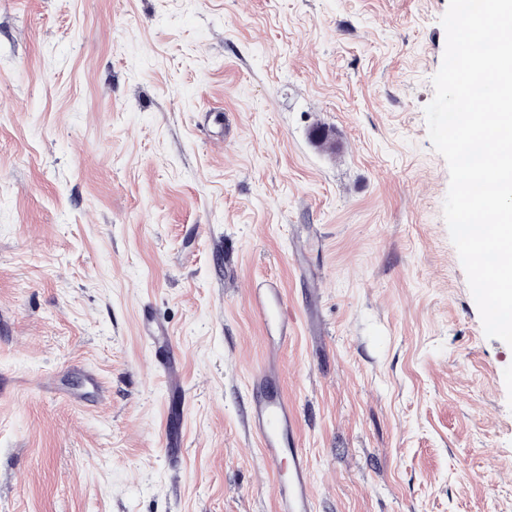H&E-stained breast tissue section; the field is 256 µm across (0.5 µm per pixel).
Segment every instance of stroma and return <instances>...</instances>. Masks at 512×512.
<instances>
[{
    "instance_id": "35a3bbf8",
    "label": "stroma",
    "mask_w": 512,
    "mask_h": 512,
    "mask_svg": "<svg viewBox=\"0 0 512 512\" xmlns=\"http://www.w3.org/2000/svg\"><path fill=\"white\" fill-rule=\"evenodd\" d=\"M448 5L0 0V512H275L264 278L316 512H512V347L424 114ZM143 332L145 337L152 340L156 346H170L167 326L152 313L144 312Z\"/></svg>"
}]
</instances>
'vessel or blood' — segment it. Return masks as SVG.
I'll return each mask as SVG.
<instances>
[{"instance_id": "obj_1", "label": "vessel or blood", "mask_w": 512, "mask_h": 512, "mask_svg": "<svg viewBox=\"0 0 512 512\" xmlns=\"http://www.w3.org/2000/svg\"><path fill=\"white\" fill-rule=\"evenodd\" d=\"M248 302L266 333V349L275 353L288 340L291 325L287 297L277 282L250 288ZM143 332L155 345H169L167 326L153 314L143 316ZM270 364H261L248 377L251 391L247 415L253 439L261 450L264 467L275 474L276 512H315L308 479V459L294 438L296 416L287 397L274 387Z\"/></svg>"}]
</instances>
